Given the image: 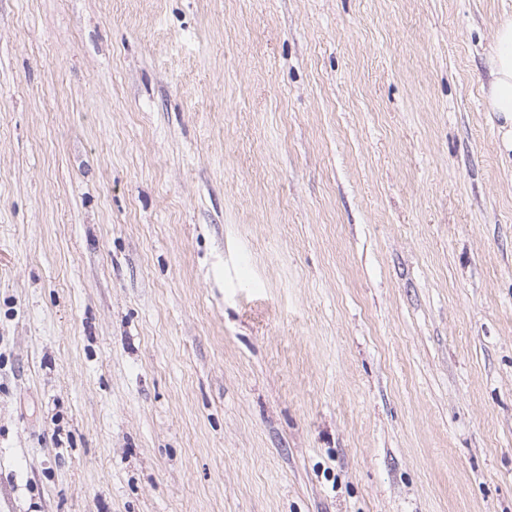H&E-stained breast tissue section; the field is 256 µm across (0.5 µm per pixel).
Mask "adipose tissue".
<instances>
[{"label": "adipose tissue", "mask_w": 512, "mask_h": 512, "mask_svg": "<svg viewBox=\"0 0 512 512\" xmlns=\"http://www.w3.org/2000/svg\"><path fill=\"white\" fill-rule=\"evenodd\" d=\"M487 67V109L496 117L504 152L512 153V19L499 24Z\"/></svg>", "instance_id": "adipose-tissue-1"}]
</instances>
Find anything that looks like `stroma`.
Here are the masks:
<instances>
[{
  "mask_svg": "<svg viewBox=\"0 0 512 512\" xmlns=\"http://www.w3.org/2000/svg\"><path fill=\"white\" fill-rule=\"evenodd\" d=\"M512 0H0V512H512ZM489 80L485 87L487 112L496 117L501 147L512 153V19L499 24L488 54Z\"/></svg>",
  "mask_w": 512,
  "mask_h": 512,
  "instance_id": "obj_1",
  "label": "stroma"
}]
</instances>
